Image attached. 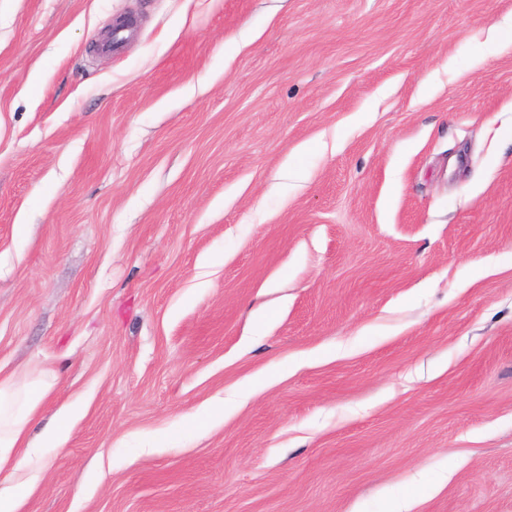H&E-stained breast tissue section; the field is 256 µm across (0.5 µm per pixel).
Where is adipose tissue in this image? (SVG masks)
Wrapping results in <instances>:
<instances>
[{
  "mask_svg": "<svg viewBox=\"0 0 512 512\" xmlns=\"http://www.w3.org/2000/svg\"><path fill=\"white\" fill-rule=\"evenodd\" d=\"M52 387L48 380L33 382L13 374L0 376V470H20L44 449L64 443L72 420L80 413L79 406L61 408L37 441L28 439V429L39 417Z\"/></svg>",
  "mask_w": 512,
  "mask_h": 512,
  "instance_id": "ef3b65f1",
  "label": "adipose tissue"
}]
</instances>
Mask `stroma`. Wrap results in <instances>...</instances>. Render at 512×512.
<instances>
[{
	"label": "stroma",
	"mask_w": 512,
	"mask_h": 512,
	"mask_svg": "<svg viewBox=\"0 0 512 512\" xmlns=\"http://www.w3.org/2000/svg\"><path fill=\"white\" fill-rule=\"evenodd\" d=\"M509 29L0 0V371L83 408L18 512H512Z\"/></svg>",
	"instance_id": "obj_1"
}]
</instances>
